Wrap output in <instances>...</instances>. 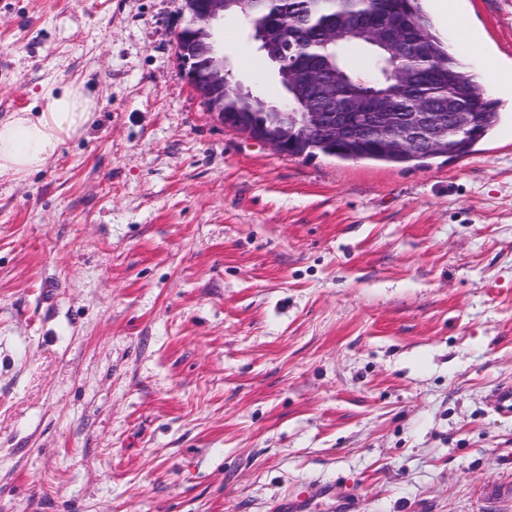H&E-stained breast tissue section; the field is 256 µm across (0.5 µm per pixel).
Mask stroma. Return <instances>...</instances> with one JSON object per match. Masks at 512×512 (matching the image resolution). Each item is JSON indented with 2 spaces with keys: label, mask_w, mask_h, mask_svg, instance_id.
Segmentation results:
<instances>
[{
  "label": "stroma",
  "mask_w": 512,
  "mask_h": 512,
  "mask_svg": "<svg viewBox=\"0 0 512 512\" xmlns=\"http://www.w3.org/2000/svg\"><path fill=\"white\" fill-rule=\"evenodd\" d=\"M422 7L497 57L500 120L394 166L221 124L183 0H0V116L98 103L0 184V512H512V0ZM219 35L279 101L244 22ZM235 128L236 131L241 133L248 140L268 145L283 154L287 151V147L283 139L270 130L253 129L249 120L244 116L239 117Z\"/></svg>",
  "instance_id": "35a3bbf8"
}]
</instances>
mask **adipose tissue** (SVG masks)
<instances>
[{
	"label": "adipose tissue",
	"instance_id": "obj_1",
	"mask_svg": "<svg viewBox=\"0 0 512 512\" xmlns=\"http://www.w3.org/2000/svg\"><path fill=\"white\" fill-rule=\"evenodd\" d=\"M39 109L0 117V181H18L46 169L65 141L86 133L95 120L96 98L76 81L47 88Z\"/></svg>",
	"mask_w": 512,
	"mask_h": 512
}]
</instances>
